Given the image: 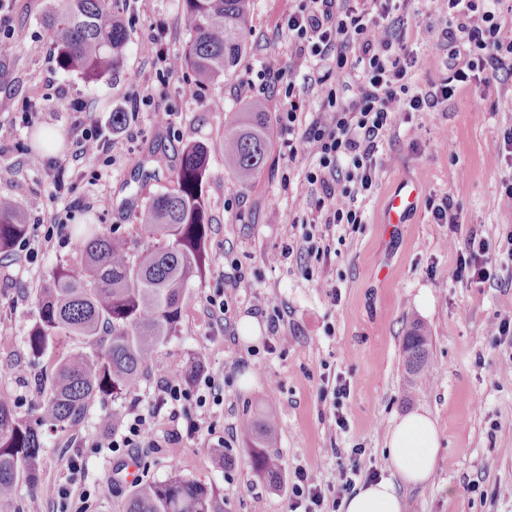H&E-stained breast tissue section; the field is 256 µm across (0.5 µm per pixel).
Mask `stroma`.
<instances>
[{"mask_svg":"<svg viewBox=\"0 0 512 512\" xmlns=\"http://www.w3.org/2000/svg\"><path fill=\"white\" fill-rule=\"evenodd\" d=\"M295 0H255L254 25L236 73L207 84L181 69L158 76L144 46L161 33L171 52L181 53L189 34L181 21L182 0H117L116 12L130 32L121 68L89 82L60 69L43 23L49 0H9L12 37L5 46L10 78L0 84V162L14 177L0 180V197L13 198L27 226L25 235L0 255V392L8 393L20 417L39 398L32 376L48 367L33 363L24 340L38 317L41 288L55 268L75 260L82 228L101 224L141 246L146 236L140 210L173 185L186 146L209 149L203 194L210 226L208 261L190 282L178 336L160 348L168 370L184 374L189 388L205 378L223 381V401L205 409L190 406L171 421L161 401V375L150 372L118 401L95 400L85 419L67 430L48 429L36 485H20L17 496L0 502V512H28L38 498L43 512H63L66 502L89 496L95 512H125L132 489L126 473L136 461L143 480L171 474L212 488L224 512H290L288 479L296 466L316 470L334 485L342 454L362 449V472L391 477L386 431L408 412H428L439 435L434 476L418 486H400L407 512H512V341L496 340L488 328L512 312V210L501 196L512 181L502 155V132L512 126V79L461 88L432 112L398 122L382 139L383 166L373 194L359 199L364 222L325 229L315 221L317 195L306 174L317 160L312 147L288 156L278 115L284 94L269 93L256 77L275 54L291 79L305 67L291 55L281 25ZM415 17L411 45L418 62L415 87L440 83L448 72L445 53L427 25L443 27L433 0H410ZM255 80L253 97L266 104L272 150L251 181L240 182L224 162V131L236 124L249 99L240 94ZM63 86L81 97L87 111L70 112L55 96ZM151 95L130 122V133L113 129L112 113L131 95ZM224 109L211 111L209 101ZM32 104L21 119L22 101ZM170 111V132L155 134L157 107ZM97 124L110 144L108 155L75 158L76 127ZM64 165L74 193H56L53 166ZM421 184L406 223H385L387 201L400 180ZM452 196L462 212L458 231L435 223L430 201ZM494 248L487 279L454 277L458 250L469 233ZM292 245L288 258L268 255ZM329 246L326 254L309 245ZM240 283H233L235 272ZM230 297L226 314L209 304L217 290ZM255 319L257 337L245 340L241 322ZM427 336L432 367L414 381L403 343L412 324ZM290 337L288 347L266 350L273 335ZM346 378L350 396L343 413L347 431L334 423L333 408L320 398L324 386ZM151 415L152 448L115 455L96 447L100 417L113 405ZM272 410L278 418V480L255 477L239 422ZM213 423L209 435L191 433L198 413ZM224 447L225 467H215L211 450ZM68 497H61V490Z\"/></svg>","mask_w":512,"mask_h":512,"instance_id":"obj_1","label":"stroma"}]
</instances>
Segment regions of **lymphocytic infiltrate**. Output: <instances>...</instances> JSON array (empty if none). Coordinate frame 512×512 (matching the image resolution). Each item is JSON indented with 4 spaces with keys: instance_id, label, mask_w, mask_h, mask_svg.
Here are the masks:
<instances>
[{
    "instance_id": "f902f5d3",
    "label": "lymphocytic infiltrate",
    "mask_w": 512,
    "mask_h": 512,
    "mask_svg": "<svg viewBox=\"0 0 512 512\" xmlns=\"http://www.w3.org/2000/svg\"><path fill=\"white\" fill-rule=\"evenodd\" d=\"M448 20L438 39L448 52V76L424 90L412 85L417 58L409 50L408 0H298L284 25L292 56L308 63L307 86L319 87L322 105L303 121L304 101L285 78L278 58H270L261 76L283 86L288 107L279 123L289 134V154L315 147L317 165L306 179L319 189L317 210L323 224L362 223L359 198L376 188L384 134L414 112H431L472 82L490 84L500 74L512 76V27L497 11L499 0H440ZM162 401L171 420L186 403L205 407L223 399L224 387L208 380L189 390L167 376ZM151 418L123 412L116 430H104L96 445L113 451L141 448L151 432ZM294 512H325L319 475L296 467L290 482Z\"/></svg>"
}]
</instances>
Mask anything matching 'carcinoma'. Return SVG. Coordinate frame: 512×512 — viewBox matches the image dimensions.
<instances>
[{
    "label": "carcinoma",
    "instance_id": "cac0c4a2",
    "mask_svg": "<svg viewBox=\"0 0 512 512\" xmlns=\"http://www.w3.org/2000/svg\"><path fill=\"white\" fill-rule=\"evenodd\" d=\"M252 16L253 0H182L190 38L178 56L180 67L191 69L201 83L233 74L247 47ZM44 23L57 65L89 82L120 64L130 39L114 0H52ZM270 148L260 102L224 130V161L240 181L258 174ZM208 162L207 146L186 147L173 189L142 211L139 223L154 243L136 251L125 238L91 226L79 242L75 263L57 268L41 289L38 320L25 339L29 356L38 360L65 338L74 337L81 346L55 354L48 393L33 417H18L9 397L0 394V501L12 499L21 483L38 482L42 426L64 429L80 422L95 400L120 398L157 366L160 346L177 336L187 285L206 265ZM25 232L16 202L0 197V253ZM404 355L411 374L425 373L427 339L417 325L405 336ZM241 433L254 476L277 479L275 416L248 417ZM126 512L224 509L206 485L174 473L165 480L137 482Z\"/></svg>",
    "mask_w": 512,
    "mask_h": 512
}]
</instances>
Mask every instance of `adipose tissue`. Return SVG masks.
Wrapping results in <instances>:
<instances>
[{"label":"adipose tissue","instance_id":"adipose-tissue-1","mask_svg":"<svg viewBox=\"0 0 512 512\" xmlns=\"http://www.w3.org/2000/svg\"><path fill=\"white\" fill-rule=\"evenodd\" d=\"M386 445L393 478L357 487L343 500L342 512H403L405 503L397 490L398 484L415 486L432 476L439 437L434 421L427 414L412 412L394 422Z\"/></svg>","mask_w":512,"mask_h":512}]
</instances>
